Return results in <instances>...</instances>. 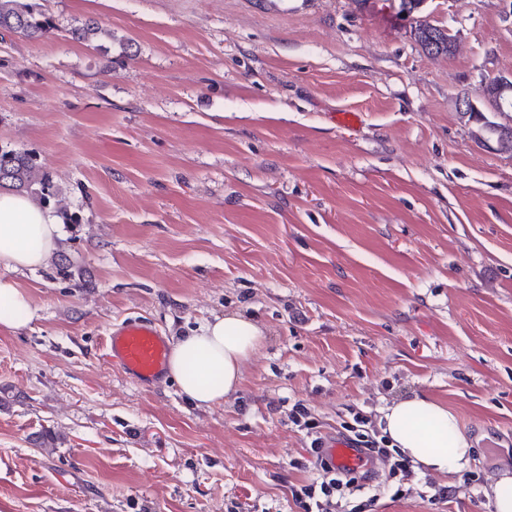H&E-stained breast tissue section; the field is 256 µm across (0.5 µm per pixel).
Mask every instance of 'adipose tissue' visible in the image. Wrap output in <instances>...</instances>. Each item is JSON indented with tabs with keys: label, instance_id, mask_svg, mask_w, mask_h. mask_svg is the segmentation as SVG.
Here are the masks:
<instances>
[{
	"label": "adipose tissue",
	"instance_id": "ef3b65f1",
	"mask_svg": "<svg viewBox=\"0 0 512 512\" xmlns=\"http://www.w3.org/2000/svg\"><path fill=\"white\" fill-rule=\"evenodd\" d=\"M60 219L28 195L0 190V329L13 331L32 318L30 297L13 273L34 269L59 247ZM263 333L238 313L214 317L191 335L174 341L168 374L196 404L223 401L241 382V365L258 347ZM391 447L413 464L437 474L464 467L471 442L447 408L415 395L393 402L383 415Z\"/></svg>",
	"mask_w": 512,
	"mask_h": 512
}]
</instances>
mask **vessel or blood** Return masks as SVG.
<instances>
[{"instance_id": "1", "label": "vessel or blood", "mask_w": 512, "mask_h": 512, "mask_svg": "<svg viewBox=\"0 0 512 512\" xmlns=\"http://www.w3.org/2000/svg\"><path fill=\"white\" fill-rule=\"evenodd\" d=\"M105 348L112 364L141 384H154L165 374L167 339L147 323L128 319L113 326L106 337ZM323 452L332 464L348 471H364L370 466L366 453L343 437L325 440Z\"/></svg>"}]
</instances>
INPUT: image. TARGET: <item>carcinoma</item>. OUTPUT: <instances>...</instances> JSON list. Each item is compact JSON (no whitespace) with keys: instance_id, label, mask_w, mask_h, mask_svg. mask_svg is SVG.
<instances>
[{"instance_id":"1","label":"carcinoma","mask_w":512,"mask_h":512,"mask_svg":"<svg viewBox=\"0 0 512 512\" xmlns=\"http://www.w3.org/2000/svg\"><path fill=\"white\" fill-rule=\"evenodd\" d=\"M55 29L52 20L40 10L37 0H0V31L30 40L47 37ZM101 32L99 24L88 20L71 28L72 38L89 41ZM413 35L429 56L450 55L452 34L445 28L422 21ZM0 188L25 192L42 202L57 196L52 176L37 165L35 158L23 150L0 149Z\"/></svg>"}]
</instances>
